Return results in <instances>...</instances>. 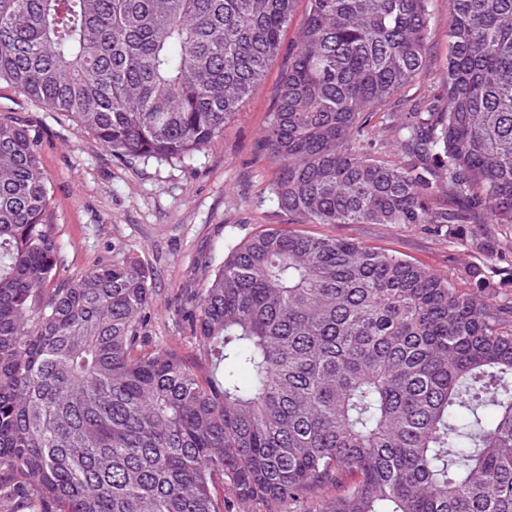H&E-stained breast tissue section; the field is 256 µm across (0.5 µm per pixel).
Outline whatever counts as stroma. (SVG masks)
<instances>
[{
    "instance_id": "obj_1",
    "label": "stroma",
    "mask_w": 512,
    "mask_h": 512,
    "mask_svg": "<svg viewBox=\"0 0 512 512\" xmlns=\"http://www.w3.org/2000/svg\"><path fill=\"white\" fill-rule=\"evenodd\" d=\"M429 11L428 66L389 111H408L412 103H430L444 92L448 0H430ZM279 74L272 67L223 135L184 163L112 156L71 118L0 87V114L19 118L39 145L51 184L49 221L62 243L61 274L115 257L133 258L150 272L155 302L143 330L147 349L172 348L199 362L188 321L190 294L203 288L229 247L287 221L268 188L275 165L256 150ZM299 230L394 251L447 274L460 288L466 267L487 262L469 245L417 224H303Z\"/></svg>"
}]
</instances>
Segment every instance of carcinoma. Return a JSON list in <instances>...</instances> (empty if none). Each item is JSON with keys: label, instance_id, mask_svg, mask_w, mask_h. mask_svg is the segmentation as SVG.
<instances>
[{"label": "carcinoma", "instance_id": "carcinoma-1", "mask_svg": "<svg viewBox=\"0 0 512 512\" xmlns=\"http://www.w3.org/2000/svg\"><path fill=\"white\" fill-rule=\"evenodd\" d=\"M295 0H0V85L129 159L183 162L281 54ZM429 0H310L258 150L290 224H512V0H448L442 98L384 111L427 65ZM386 122L415 162L385 159ZM37 142L0 117V512H512V264L468 287L284 226L191 296L196 366L142 352L134 260L75 276Z\"/></svg>", "mask_w": 512, "mask_h": 512}]
</instances>
